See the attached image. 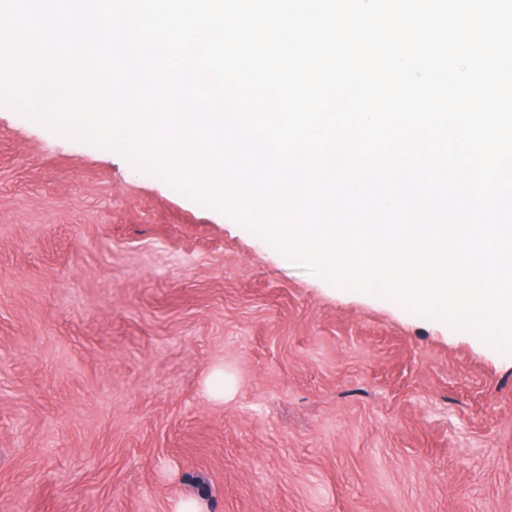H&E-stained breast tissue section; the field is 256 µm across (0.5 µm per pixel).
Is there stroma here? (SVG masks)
Masks as SVG:
<instances>
[{
    "instance_id": "1",
    "label": "stroma",
    "mask_w": 512,
    "mask_h": 512,
    "mask_svg": "<svg viewBox=\"0 0 512 512\" xmlns=\"http://www.w3.org/2000/svg\"><path fill=\"white\" fill-rule=\"evenodd\" d=\"M187 499L512 512V355L0 107V512Z\"/></svg>"
}]
</instances>
